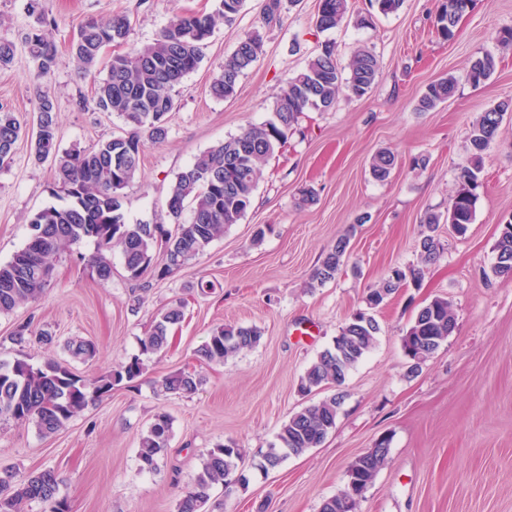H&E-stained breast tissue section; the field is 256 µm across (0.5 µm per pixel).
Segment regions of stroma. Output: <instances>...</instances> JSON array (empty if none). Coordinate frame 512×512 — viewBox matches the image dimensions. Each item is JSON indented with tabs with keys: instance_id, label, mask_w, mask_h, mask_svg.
I'll return each mask as SVG.
<instances>
[{
	"instance_id": "35a3bbf8",
	"label": "stroma",
	"mask_w": 512,
	"mask_h": 512,
	"mask_svg": "<svg viewBox=\"0 0 512 512\" xmlns=\"http://www.w3.org/2000/svg\"><path fill=\"white\" fill-rule=\"evenodd\" d=\"M265 0H245L234 24L211 36L201 66L176 88L169 135L146 144L141 169L124 190L129 223H167L165 201L176 174L210 147L248 125L270 118L287 79L303 69L319 45L335 42L340 59L359 48L373 52L381 77L363 97L341 93L325 112L299 114L286 144L263 168L251 207L239 223L175 275L152 272L128 280L120 253L112 255V280L99 285L85 259L91 242L73 245L54 261L41 295L0 314V360L25 356L30 363H68L91 376L136 354L138 339L156 312L182 301L184 319L170 332L167 349L146 363L129 387L88 405L66 428L44 436L31 425L0 420V469L52 468L70 512H176L203 453L235 441L243 452L245 482L214 485L207 512H320L342 490L360 455L385 441L388 457L356 512H512V280L497 276L494 247L503 223L512 221V112L483 158L475 216L465 236L441 224L439 257L419 283H407L373 315L380 331L371 350L349 371L339 392L335 429L318 447L258 467L288 417L324 398L305 394L301 379L330 347L345 320L365 309L368 292L390 268L418 261L427 213H447L459 167L469 158L468 136L482 112L512 94V49L498 42L512 27V0H472L446 41L436 31L439 0H404L397 13L373 15L366 28H315L318 0H285L280 23L265 26ZM53 20L56 64L44 86L58 110L61 147L89 148L121 134L117 116L87 111L97 77L82 76L69 46L87 19L125 13L130 45L152 41L176 15L211 11L215 0H40ZM34 19L27 0H0V39L16 46L13 65L0 70V105L32 118L36 88L25 36ZM259 30L258 61L236 93L214 98L210 84L241 32ZM498 60L480 86L468 79L484 53ZM454 76V95L429 112L418 100L427 86ZM393 151L398 162L385 181L369 173L372 157ZM53 173L35 163L20 140L9 167L0 169V263L20 249L29 220L52 205ZM312 189L313 202L301 200ZM350 254L335 279L311 274L341 235ZM207 290H199V281ZM448 298L456 320L451 336L419 367H412L401 339L416 310ZM30 321L33 341L11 335ZM220 324L253 326L261 339L221 364H205L197 349ZM47 331L52 343L37 342ZM73 337L95 341V360L70 359ZM197 372L204 383L189 396L163 397L155 382L175 371ZM173 420L172 438L157 471H140L139 441L157 412Z\"/></svg>"
}]
</instances>
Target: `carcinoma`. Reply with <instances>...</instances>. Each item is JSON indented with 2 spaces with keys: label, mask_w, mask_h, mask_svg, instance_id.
Listing matches in <instances>:
<instances>
[{
  "label": "carcinoma",
  "mask_w": 512,
  "mask_h": 512,
  "mask_svg": "<svg viewBox=\"0 0 512 512\" xmlns=\"http://www.w3.org/2000/svg\"><path fill=\"white\" fill-rule=\"evenodd\" d=\"M244 0H216L213 11L172 18L153 42L133 47L125 54L112 56L106 76L96 83L92 98L86 102L96 112L115 115L123 120L126 132L99 141L86 149L77 145L60 147L57 137L55 103L46 90L37 91V124L31 125L17 113L0 106V158L12 159L17 142L30 141L34 160L49 163L53 172L52 194L62 204L47 206L29 221V232L40 233V242H25L12 258L0 264V314L36 299L53 275L51 258L72 245L89 240L96 251L89 266L97 280L105 284L112 278V250L119 249L124 269L137 280L154 267L157 279L164 280L188 265L224 235V228L236 224L250 207L262 168L275 150L288 140V132L298 114L314 108L330 109L342 90L363 97L380 77L377 57L368 50L355 52L343 65L336 58V47L324 41L306 66L289 78L276 97L272 117L264 124L249 125L242 132L200 154L181 170L173 181L167 198V215L174 227L164 224H130L122 210L123 190L133 181L141 166L143 137L160 143L169 135V114L176 110L175 89L185 77L197 70L204 60L208 40L220 24H231ZM470 0L443 3L436 16L438 35L445 40L455 36L457 24L469 8ZM282 0H266L262 22H280ZM350 12L349 0H319L315 26L321 31L338 27ZM36 15L35 28L26 37V47L33 66L31 77L43 79L56 64L57 46L52 27L42 10ZM131 32L130 19L112 15L87 20L72 42L71 53L79 73L88 76L98 69L102 50L126 44ZM262 52V36L247 31L237 38L233 52L224 58L210 85L217 99L236 93L240 78ZM496 57L485 53L470 69L469 80L475 86L494 73ZM456 81L441 78L426 88L419 99V109L430 111L453 96ZM512 112L508 95L483 112L472 125L471 165L461 168L459 186L454 195L452 226L463 236L473 223L482 155L497 136L507 112ZM397 164V156L380 151L372 159L370 174L377 181L386 180ZM190 218L182 219L185 210ZM442 215L429 214L426 232L420 239V262L429 264L440 255L434 236ZM350 237L343 235L325 254L312 280L323 284L335 278L348 253ZM494 272L512 276V223L502 226L495 244ZM406 275L395 269L381 285L372 289L368 308L379 307L403 285ZM184 317L183 304L173 300L153 319L148 333L139 338V353L110 365L92 378L73 372L62 363L36 366L24 357L0 361V419L33 424L48 436L65 428L89 403L112 395V389L132 382L146 369L144 358L161 353L169 342L172 326ZM456 328L448 299L436 297L422 305L402 337L404 353L422 360L433 354ZM380 326L365 312L353 313L336 336L308 367L301 389L310 392L326 386H338L348 372L372 348ZM260 332L255 327L219 325L198 349L199 358L208 363H222L234 353L255 346ZM72 358L86 362L96 357L97 345L88 339L68 342ZM204 382L197 374L177 371L158 382L164 396L195 393ZM341 398L333 395L308 405L289 416L282 425L270 458L262 457L260 468H274L287 456L301 455L322 444L336 427ZM172 436V419L166 412L155 414L139 444V468L153 472L167 452ZM389 448L378 442L358 456L347 471V484L336 495L323 501L320 512H352L359 496L351 486L367 489L384 463ZM241 449L230 440L211 448L202 457L200 469L177 503V512H206L210 490L237 470ZM59 478L52 469L19 474L0 472V512H19L23 501H39L49 512H69L67 502L58 497Z\"/></svg>",
  "instance_id": "carcinoma-1"
}]
</instances>
